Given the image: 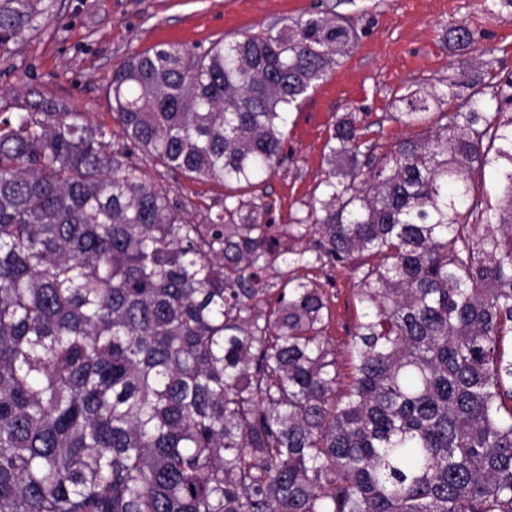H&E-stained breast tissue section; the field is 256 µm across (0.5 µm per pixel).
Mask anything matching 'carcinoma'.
Returning a JSON list of instances; mask_svg holds the SVG:
<instances>
[{
  "label": "carcinoma",
  "mask_w": 512,
  "mask_h": 512,
  "mask_svg": "<svg viewBox=\"0 0 512 512\" xmlns=\"http://www.w3.org/2000/svg\"><path fill=\"white\" fill-rule=\"evenodd\" d=\"M37 2L0 0V49ZM353 44L313 13L136 53L117 143L0 113V512H512V76L398 98L380 154L339 120L272 224L288 114ZM159 166L224 187L204 223ZM326 266L357 279L346 381Z\"/></svg>",
  "instance_id": "1"
}]
</instances>
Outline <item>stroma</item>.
<instances>
[{
    "label": "stroma",
    "mask_w": 512,
    "mask_h": 512,
    "mask_svg": "<svg viewBox=\"0 0 512 512\" xmlns=\"http://www.w3.org/2000/svg\"><path fill=\"white\" fill-rule=\"evenodd\" d=\"M37 8L24 38L0 51V112L43 100L84 113L111 133L117 125L107 89L133 54L161 42L205 47L262 34L311 13L344 17L356 33L352 51L290 111L286 157L257 187L273 204L274 224L303 214L317 196L327 169L324 146L342 117L356 115L367 144L382 153L410 134L391 118L399 96L450 83L463 96L476 73L512 76V6L505 0H39ZM461 23L475 38L465 49L446 37ZM152 177L170 198L188 200L185 217L196 224L224 196L221 185L161 167ZM316 276L330 295L329 334L343 364L360 313L355 279L343 268Z\"/></svg>",
    "instance_id": "1"
}]
</instances>
